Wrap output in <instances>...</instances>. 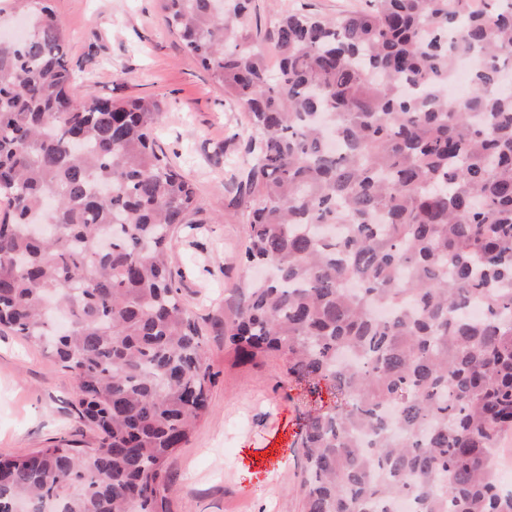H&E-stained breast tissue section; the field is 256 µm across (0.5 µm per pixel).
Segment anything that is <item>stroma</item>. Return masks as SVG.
<instances>
[{
	"label": "stroma",
	"mask_w": 512,
	"mask_h": 512,
	"mask_svg": "<svg viewBox=\"0 0 512 512\" xmlns=\"http://www.w3.org/2000/svg\"><path fill=\"white\" fill-rule=\"evenodd\" d=\"M68 40L77 101L138 97L166 108L157 135L173 163L195 186L218 223L173 240L172 264L182 293L207 336L216 382L209 410L189 441L168 460L172 490L166 512H303L300 436L309 412L330 406L288 377L281 357L232 365L213 327L237 298L247 272L240 253L247 226L236 206L237 185L251 158L242 107L225 97L161 18L158 0H53ZM368 0H253L252 31L269 44L277 18L304 7L333 18L366 8ZM75 382L43 348L0 334V454L19 455L65 438L91 442L95 433L73 406Z\"/></svg>",
	"instance_id": "obj_1"
}]
</instances>
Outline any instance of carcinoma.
Returning a JSON list of instances; mask_svg holds the SVG:
<instances>
[{"label":"carcinoma","mask_w":512,"mask_h":512,"mask_svg":"<svg viewBox=\"0 0 512 512\" xmlns=\"http://www.w3.org/2000/svg\"><path fill=\"white\" fill-rule=\"evenodd\" d=\"M369 2L281 15L272 71L252 0H159L247 117L241 260L275 275L238 289L224 348L332 390L299 442L304 512H512V0ZM10 9L0 331L50 350L100 435L0 457V512H165L216 377L171 245L217 219L154 138L162 102L75 103L51 0ZM497 459L506 484H512V431H507L500 436ZM504 473H511V475L505 476Z\"/></svg>","instance_id":"1"}]
</instances>
